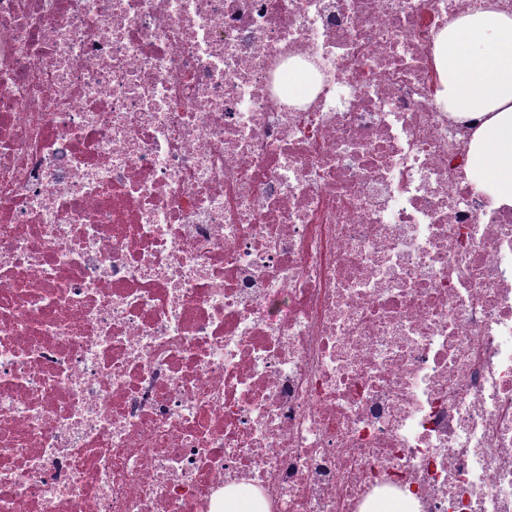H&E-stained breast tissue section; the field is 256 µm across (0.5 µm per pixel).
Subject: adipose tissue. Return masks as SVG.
Segmentation results:
<instances>
[{
	"instance_id": "ef3b65f1",
	"label": "adipose tissue",
	"mask_w": 512,
	"mask_h": 512,
	"mask_svg": "<svg viewBox=\"0 0 512 512\" xmlns=\"http://www.w3.org/2000/svg\"><path fill=\"white\" fill-rule=\"evenodd\" d=\"M435 65L448 112L479 124L467 145L476 187L512 205V13L460 16L437 37Z\"/></svg>"
}]
</instances>
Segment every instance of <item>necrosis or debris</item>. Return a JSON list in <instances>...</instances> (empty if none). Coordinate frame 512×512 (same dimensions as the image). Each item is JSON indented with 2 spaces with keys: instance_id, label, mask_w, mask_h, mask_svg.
Listing matches in <instances>:
<instances>
[{
  "instance_id": "4bbe7bcc",
  "label": "necrosis or debris",
  "mask_w": 512,
  "mask_h": 512,
  "mask_svg": "<svg viewBox=\"0 0 512 512\" xmlns=\"http://www.w3.org/2000/svg\"><path fill=\"white\" fill-rule=\"evenodd\" d=\"M490 7L0 0V512H512V206L432 86ZM247 503L249 507L243 508ZM261 507V504L253 500L245 490L227 486L224 488V508L223 512H255Z\"/></svg>"
}]
</instances>
